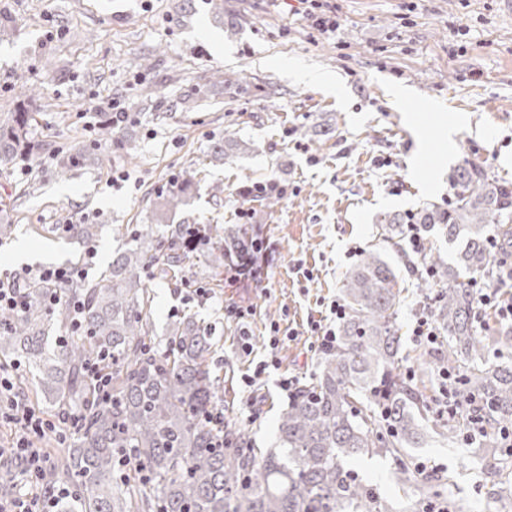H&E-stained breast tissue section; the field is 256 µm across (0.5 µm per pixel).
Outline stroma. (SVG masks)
I'll return each instance as SVG.
<instances>
[{
    "label": "stroma",
    "instance_id": "obj_1",
    "mask_svg": "<svg viewBox=\"0 0 512 512\" xmlns=\"http://www.w3.org/2000/svg\"><path fill=\"white\" fill-rule=\"evenodd\" d=\"M0 0L14 29L0 42V115H35L39 147L0 173V219L13 226L0 241V279L50 265L83 268L96 280L123 242L120 228L151 224L154 200L173 173L192 176V195L174 224L239 223L250 209V235L272 255L261 281L232 271L209 282L208 300L168 282L151 283L152 321L165 339L174 314L193 317L210 333L223 404L260 448L279 447L277 419L288 399L282 375L312 378L321 354L308 323L340 299L355 250L381 248L386 216H411L429 203L447 204L448 177L464 161L484 164L512 183V7L506 0H325L340 26L327 35L309 19L307 0H224L216 17L207 0ZM239 23L224 34L225 19ZM468 35L455 36L458 27ZM298 65L341 87L294 81ZM235 74L238 87L216 82ZM408 87L403 102L393 86ZM120 104L133 155L99 140L103 113ZM234 129L247 153L224 165L208 158L211 141ZM90 160L59 178V158L73 149ZM223 183L220 198L210 195ZM277 185L278 203L254 199L256 185ZM63 224H96L94 247L69 238ZM403 302V370L420 345L410 338L413 315L433 296L403 253L387 252ZM247 310L245 320L234 309ZM293 332L278 368L245 387L243 375L265 356L271 322ZM252 338L251 360L237 354ZM261 404L251 416L248 400ZM465 448L429 434L415 460L458 469L453 498L463 512H483L481 467L464 465Z\"/></svg>",
    "mask_w": 512,
    "mask_h": 512
}]
</instances>
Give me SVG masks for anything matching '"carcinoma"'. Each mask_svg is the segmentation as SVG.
<instances>
[{
	"mask_svg": "<svg viewBox=\"0 0 512 512\" xmlns=\"http://www.w3.org/2000/svg\"><path fill=\"white\" fill-rule=\"evenodd\" d=\"M31 112L0 117V171L33 152ZM242 150L226 128L209 157L224 162ZM448 207L432 205L411 217L423 251L413 263L436 270L441 288L431 314L444 341L422 349L417 370L401 373L402 336L397 323L401 289L392 265L376 249L365 250L342 284L345 317L336 347L323 354L309 381L297 383L278 418L282 448L264 450L224 411L219 379L211 368L210 335L191 317H176L165 342L155 340L148 275L173 280L185 260L203 258L217 274L251 246L240 225L220 233L209 224H177L157 234L144 224L125 234L98 281L61 288V302L46 303V286L31 282L21 312L0 311V341L14 360L30 366L16 388L30 384L49 401L53 416L78 407L77 431L65 442L57 483L69 495L52 512H421L435 504L461 512L445 497L452 470L415 475L411 449L424 443L426 424L442 401V369L455 378L462 411L441 420L439 434L463 443L473 422L483 436L473 441L486 474L487 497L512 496V363L489 358L512 349V325L490 327L477 300V282L512 281V186L467 160L449 176ZM192 181L180 177L160 195L163 214L187 205ZM383 242L399 249L409 232L395 214L382 225ZM62 231L85 244L96 224ZM454 247L443 257L434 239ZM83 303L82 327L45 347L46 329L69 324L67 299ZM105 354L112 378L104 399L85 376V364ZM354 456L394 464L392 481L401 511L349 467Z\"/></svg>",
	"mask_w": 512,
	"mask_h": 512,
	"instance_id": "carcinoma-1",
	"label": "carcinoma"
}]
</instances>
